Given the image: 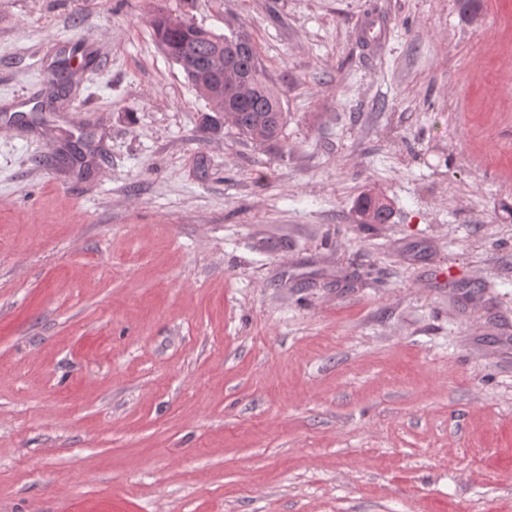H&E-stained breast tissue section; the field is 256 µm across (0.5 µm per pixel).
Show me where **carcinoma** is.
<instances>
[{"label":"carcinoma","mask_w":512,"mask_h":512,"mask_svg":"<svg viewBox=\"0 0 512 512\" xmlns=\"http://www.w3.org/2000/svg\"><path fill=\"white\" fill-rule=\"evenodd\" d=\"M168 17L162 8L153 14L151 28L155 41L199 96L208 101L210 91H219L224 96V111L230 114L239 134L259 145L280 142L288 113L246 29L217 34L189 19L173 25ZM219 49L224 50L225 63L244 78L245 86L213 78L210 63ZM358 211L364 224H385L392 214L386 199L370 193L360 196Z\"/></svg>","instance_id":"cac0c4a2"}]
</instances>
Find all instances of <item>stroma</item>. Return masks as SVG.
I'll return each instance as SVG.
<instances>
[{"instance_id":"35a3bbf8","label":"stroma","mask_w":512,"mask_h":512,"mask_svg":"<svg viewBox=\"0 0 512 512\" xmlns=\"http://www.w3.org/2000/svg\"><path fill=\"white\" fill-rule=\"evenodd\" d=\"M160 8L248 30L283 143ZM0 512H512V0H0ZM170 14L162 8L151 18L155 41L173 64L177 65L185 79L209 105L210 91L219 89L224 96V112L230 114L232 125L239 134L255 144L266 145L281 141L287 123L281 95L266 66L262 62L257 45L250 35L240 27L229 35L217 34L189 19L179 25L169 22ZM245 38L250 47L240 50L239 40ZM218 49L224 50L212 64V71L224 74V61L244 78L245 89L232 81L214 79L210 63ZM185 53L191 57L186 61ZM358 211L363 224H385L392 210L389 202L377 195L363 193L358 199Z\"/></svg>"}]
</instances>
